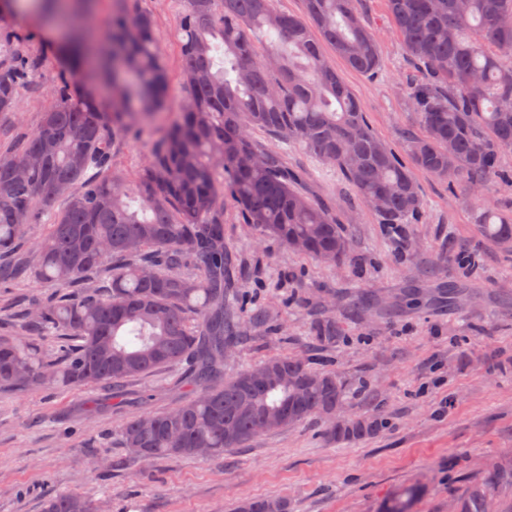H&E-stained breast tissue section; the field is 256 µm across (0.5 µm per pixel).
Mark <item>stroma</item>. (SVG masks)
<instances>
[{
	"label": "stroma",
	"instance_id": "obj_1",
	"mask_svg": "<svg viewBox=\"0 0 512 512\" xmlns=\"http://www.w3.org/2000/svg\"><path fill=\"white\" fill-rule=\"evenodd\" d=\"M150 13L167 65L169 111L186 90L177 40L183 0H128ZM379 46L372 75L336 69L361 102L373 130L409 161V140L420 135L408 94L422 78L410 64L388 17L385 0H360ZM19 13L0 22V40L19 38L45 56L36 80L23 85L17 107L0 113V154L35 130L56 94L57 52L29 34ZM152 127L118 136L114 162L134 175L145 164ZM285 153L290 170L316 200L336 207L351 242L349 260L323 264L259 236L224 200V244L236 257L238 292L268 317L267 325L238 320L240 341L227 354L225 378L273 354H294L336 370L350 381L343 410L362 414L382 405L386 423L362 440L336 443L311 419L260 435L219 457L161 456L151 460L120 445L117 428L142 411L174 406L192 388L189 365L132 379L117 389L54 387L0 393V512H41L44 499L79 492L104 512H235L246 498L287 500L289 512H382L400 487H420L419 512H451L464 485L490 461L512 457V252L477 232L476 214L493 208L512 216V153L506 180L482 196L448 187L425 172L415 177L422 214L413 224L381 223L330 166L300 147L266 140ZM471 256L474 268L458 262ZM449 280L469 295L455 310L435 296ZM417 288L422 306L391 317L354 314L363 290L391 301ZM55 286L25 277L0 286V331L19 330L23 308L48 300ZM331 319L339 338L327 348L314 339L316 322Z\"/></svg>",
	"mask_w": 512,
	"mask_h": 512
}]
</instances>
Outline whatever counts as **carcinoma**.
I'll use <instances>...</instances> for the list:
<instances>
[{"mask_svg":"<svg viewBox=\"0 0 512 512\" xmlns=\"http://www.w3.org/2000/svg\"><path fill=\"white\" fill-rule=\"evenodd\" d=\"M407 56L423 71L411 87L424 135L409 142L413 167L370 127L363 106L327 56L374 74L378 43L359 0H304L306 17L274 0H185L178 29L186 96L153 133L151 156L128 181L113 161L115 136L138 126L165 99L168 77L150 14L125 6L98 16L94 0H0L42 31L70 33L60 52L57 101L38 129L0 157V281L26 273L59 288L56 299L23 310L25 333L0 335V391L51 386L116 387L188 360L193 392L178 405L126 418L123 447L147 459L220 456L255 437L319 418L328 438L362 439L383 425L377 409L336 423L347 379L287 354L224 380V358L238 337L228 310L231 256L224 246V191L262 235L323 263L349 256L334 208L313 200L282 154L254 140L258 130L300 146L336 168L384 224H410L422 212L412 168L474 191L503 177L512 150V0H386ZM230 68H215L214 51ZM42 58L0 52V112L14 110L19 88ZM111 87L101 107L96 83ZM31 160L19 174L15 160ZM47 224L29 254L28 224ZM478 232L512 251V217L477 214ZM365 293L355 310L391 315L416 305ZM76 341L60 356L39 341ZM315 341L338 339L319 321ZM512 460L488 463L458 496L456 512H512ZM406 488L385 512H414ZM43 512H98L80 493L45 500ZM237 512H288L282 499L243 500Z\"/></svg>","mask_w":512,"mask_h":512,"instance_id":"1","label":"carcinoma"}]
</instances>
